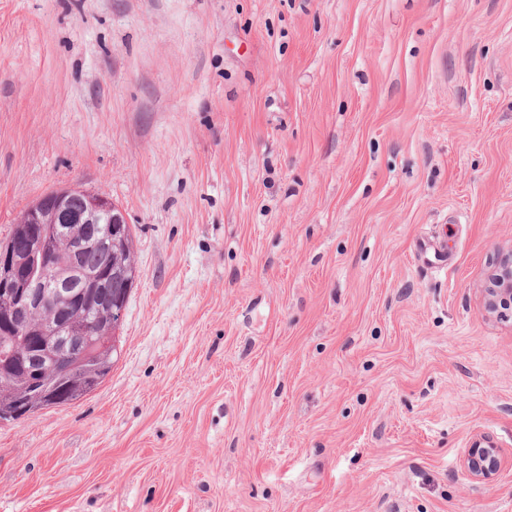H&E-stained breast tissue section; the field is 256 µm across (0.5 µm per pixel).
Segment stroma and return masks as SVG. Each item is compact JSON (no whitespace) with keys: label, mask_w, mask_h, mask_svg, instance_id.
Returning a JSON list of instances; mask_svg holds the SVG:
<instances>
[{"label":"stroma","mask_w":512,"mask_h":512,"mask_svg":"<svg viewBox=\"0 0 512 512\" xmlns=\"http://www.w3.org/2000/svg\"><path fill=\"white\" fill-rule=\"evenodd\" d=\"M65 186L139 277L0 512H512V0H0V239ZM485 312L500 320H512V248L503 251L488 272L482 288ZM465 464L474 479L489 481L501 469L502 457L498 448L482 447L479 443L468 448Z\"/></svg>","instance_id":"obj_1"}]
</instances>
